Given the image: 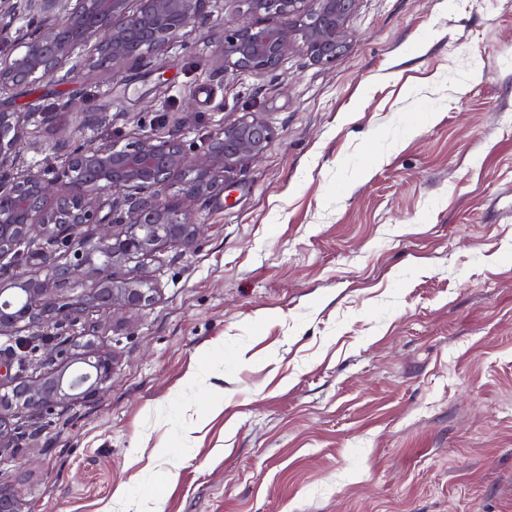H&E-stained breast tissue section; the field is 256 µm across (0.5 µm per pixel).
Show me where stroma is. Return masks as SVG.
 Segmentation results:
<instances>
[{"label":"stroma","mask_w":512,"mask_h":512,"mask_svg":"<svg viewBox=\"0 0 512 512\" xmlns=\"http://www.w3.org/2000/svg\"><path fill=\"white\" fill-rule=\"evenodd\" d=\"M240 8L0 94L36 106L21 159L49 178L64 139L176 133L193 157L244 116L273 129L211 196L166 189L203 232L140 265L152 306L94 313L111 380L14 418L0 486L23 512H512V0H357L335 61L263 72L217 53ZM81 331L23 330L11 377Z\"/></svg>","instance_id":"1"}]
</instances>
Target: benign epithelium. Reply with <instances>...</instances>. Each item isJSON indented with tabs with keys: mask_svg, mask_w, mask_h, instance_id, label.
<instances>
[{
	"mask_svg": "<svg viewBox=\"0 0 512 512\" xmlns=\"http://www.w3.org/2000/svg\"><path fill=\"white\" fill-rule=\"evenodd\" d=\"M0 0V42L24 51L0 63V91L39 79L67 83L74 74L109 64L123 66L145 52L162 53L194 26L211 0ZM238 27L224 34L219 52L227 67L265 71L278 66L295 41L310 58L327 64L347 47V19L356 0H240ZM296 22H286L288 18ZM19 19L36 26L14 28ZM33 112L0 108V260L17 255L24 242L53 246L39 253L36 273L0 277V335L14 336L53 320L83 323L84 335L98 325L92 309L140 311L158 289L139 273V263L169 246H188L201 232L186 214L163 199L181 179L186 194L202 197L259 159L273 137L269 125L243 118L212 133L194 164L176 134H141L134 141L66 152L57 177L20 166V145ZM63 183L65 190L58 189ZM110 211L102 214V194ZM95 224L98 232L80 229ZM94 281L93 293L68 298L57 290ZM116 368L115 357L88 341L83 352L27 383L0 393V447L9 440L6 413L47 408L97 396Z\"/></svg>",
	"mask_w": 512,
	"mask_h": 512,
	"instance_id": "obj_1",
	"label": "benign epithelium"
}]
</instances>
